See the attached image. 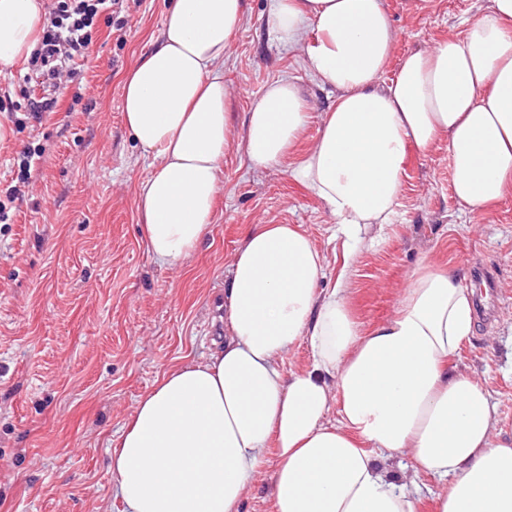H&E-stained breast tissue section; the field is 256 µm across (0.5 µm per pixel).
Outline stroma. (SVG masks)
<instances>
[{"label":"stroma","mask_w":512,"mask_h":512,"mask_svg":"<svg viewBox=\"0 0 512 512\" xmlns=\"http://www.w3.org/2000/svg\"><path fill=\"white\" fill-rule=\"evenodd\" d=\"M170 0L129 8L124 36L100 25L81 80L61 86L54 112L16 130L0 113V181L25 145L44 147L32 189L0 224V512H121L109 456L138 400L173 367L204 361L217 339L236 250L256 224H297L326 258L323 287L347 270L350 304L363 328L390 317L398 289L421 261L471 280L493 263L499 299L452 364L478 378L512 434V198L468 213L456 200L447 143L410 152L395 224L379 247L344 267L334 217L293 182L286 167L250 168L229 149L212 222L199 247L172 269L149 253L136 194L149 170L121 112L122 78L156 45ZM224 56L236 124L271 80L297 78L312 106L299 151L317 139L336 92L312 81L303 47L270 34V0H243ZM400 32L387 77L409 51L461 34L488 0H384ZM93 102L73 106L74 95Z\"/></svg>","instance_id":"35a3bbf8"}]
</instances>
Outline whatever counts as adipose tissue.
Listing matches in <instances>:
<instances>
[{
	"instance_id": "1",
	"label": "adipose tissue",
	"mask_w": 512,
	"mask_h": 512,
	"mask_svg": "<svg viewBox=\"0 0 512 512\" xmlns=\"http://www.w3.org/2000/svg\"><path fill=\"white\" fill-rule=\"evenodd\" d=\"M242 15L243 0H172L124 79L125 124L153 160L137 210L155 261L175 268L197 248L233 146L253 170L287 166L322 202L348 265L394 224L408 149L447 141L469 212L512 197V0L405 54L391 79L399 32L383 0H271L275 39L304 44L311 80L337 92L296 161L311 119L296 79L267 83L234 132L224 55ZM43 23V0H0L1 67L31 56ZM325 277L300 225L248 233L224 290L223 345L167 371L111 451L123 512H239L271 453V512H419V471L444 487L434 512H512V436L498 433L487 388L450 367L474 333L473 288L454 268L420 265L394 315L365 330L345 276L330 288ZM302 341L310 367L285 372ZM401 457L412 475H396Z\"/></svg>"
}]
</instances>
